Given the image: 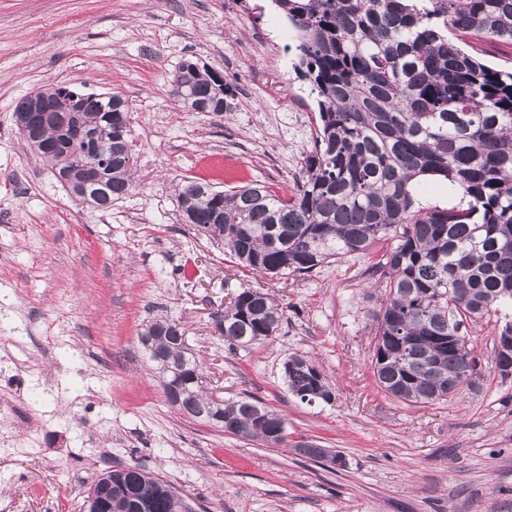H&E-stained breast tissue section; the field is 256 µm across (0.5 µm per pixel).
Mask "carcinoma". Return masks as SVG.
<instances>
[{
  "label": "carcinoma",
  "instance_id": "obj_1",
  "mask_svg": "<svg viewBox=\"0 0 512 512\" xmlns=\"http://www.w3.org/2000/svg\"><path fill=\"white\" fill-rule=\"evenodd\" d=\"M297 42V70L316 95L319 129L291 195L251 182L221 191L183 179L175 197L182 222L258 275H308L345 257L388 246L368 271L380 306L373 375L387 395L408 404L443 403L480 384L481 362L469 324L512 304V72L495 70L459 49L448 32L512 42V0H272ZM192 104L230 109L216 72L185 60L171 86ZM129 101L86 93L81 111L46 124L31 101L14 109L18 134L66 172L79 199L111 202L134 187ZM104 154L101 181L80 163ZM448 181L462 195L451 207L415 206L414 184ZM285 310L263 287L245 288L224 307L219 335L233 347L276 336ZM173 319L146 325L140 341L163 393L176 391L187 417L268 447H291L314 462L331 451L288 443V422L251 397L214 404L202 366L179 342ZM493 363L512 367V322L498 328ZM288 391L309 404L334 399L325 374L304 354L283 363ZM171 484L136 466L98 475L101 512H181Z\"/></svg>",
  "mask_w": 512,
  "mask_h": 512
}]
</instances>
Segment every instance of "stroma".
Segmentation results:
<instances>
[{
    "instance_id": "obj_1",
    "label": "stroma",
    "mask_w": 512,
    "mask_h": 512,
    "mask_svg": "<svg viewBox=\"0 0 512 512\" xmlns=\"http://www.w3.org/2000/svg\"><path fill=\"white\" fill-rule=\"evenodd\" d=\"M295 46L271 0H0V512H83L90 481L118 464L164 476L191 512H512V377L491 369L494 320L470 326L479 389L410 406L373 376L369 260L282 284L181 221L184 178L291 192L319 124ZM186 59L223 77L230 111L174 101ZM62 82L130 103L137 186L109 210L75 199L16 131V103ZM255 286L282 303L283 327L228 348L215 315ZM160 318L184 329L210 394L259 399L291 441L346 467L181 414L139 343ZM295 352L334 384L331 403L288 392Z\"/></svg>"
}]
</instances>
